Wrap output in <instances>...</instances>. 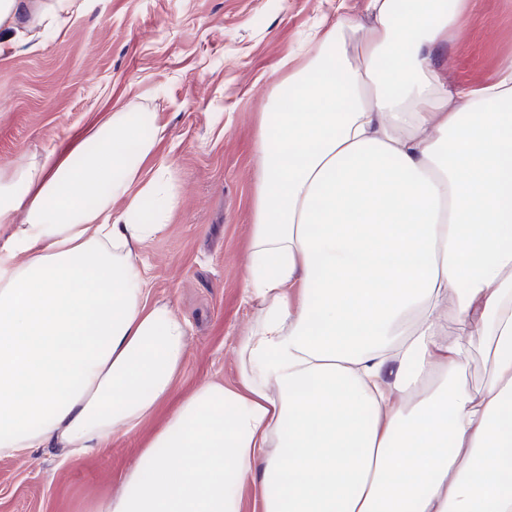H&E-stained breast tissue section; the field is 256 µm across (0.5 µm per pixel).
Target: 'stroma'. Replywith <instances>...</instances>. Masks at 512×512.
Instances as JSON below:
<instances>
[{
	"mask_svg": "<svg viewBox=\"0 0 512 512\" xmlns=\"http://www.w3.org/2000/svg\"><path fill=\"white\" fill-rule=\"evenodd\" d=\"M366 0H83L44 46L0 55V167L63 147L108 113H153L158 158L175 207L137 248L147 303L188 326L173 392L233 384L237 347L255 307L244 296L257 176L255 137L271 109L272 73L310 30L345 15L368 22ZM512 54V0H475L466 31L442 59L449 83L494 80ZM116 435L83 459L54 448L0 458V512H85L116 492L145 436L169 412Z\"/></svg>",
	"mask_w": 512,
	"mask_h": 512,
	"instance_id": "1",
	"label": "stroma"
}]
</instances>
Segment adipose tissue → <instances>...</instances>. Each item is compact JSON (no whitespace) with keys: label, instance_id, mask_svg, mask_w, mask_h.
Listing matches in <instances>:
<instances>
[{"label":"adipose tissue","instance_id":"obj_1","mask_svg":"<svg viewBox=\"0 0 512 512\" xmlns=\"http://www.w3.org/2000/svg\"><path fill=\"white\" fill-rule=\"evenodd\" d=\"M472 2L367 0L279 63L238 379L195 387L87 512H241L248 481L262 512H512V55L482 86L435 62ZM80 9L0 0V54ZM163 134L113 112L0 168L1 458H81L170 398L188 330L135 255L173 208L145 172Z\"/></svg>","mask_w":512,"mask_h":512}]
</instances>
